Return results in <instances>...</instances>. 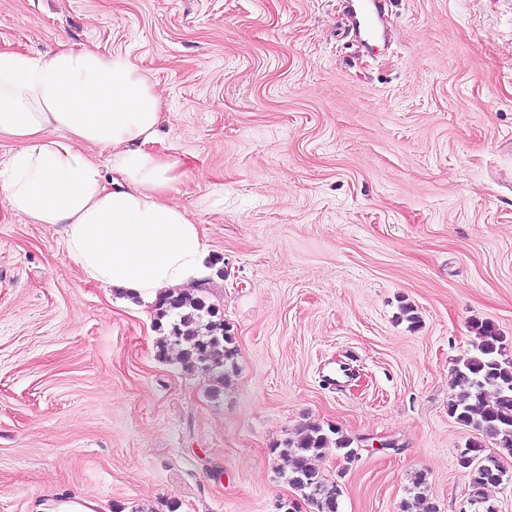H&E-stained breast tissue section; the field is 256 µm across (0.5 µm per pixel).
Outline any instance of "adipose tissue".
Instances as JSON below:
<instances>
[{
  "label": "adipose tissue",
  "instance_id": "obj_1",
  "mask_svg": "<svg viewBox=\"0 0 512 512\" xmlns=\"http://www.w3.org/2000/svg\"><path fill=\"white\" fill-rule=\"evenodd\" d=\"M161 109L122 52L0 50V135L15 142L0 164V200L28 223L61 227L85 278L132 304L210 275L198 224L169 201L182 162L150 150Z\"/></svg>",
  "mask_w": 512,
  "mask_h": 512
}]
</instances>
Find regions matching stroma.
Masks as SVG:
<instances>
[{"mask_svg": "<svg viewBox=\"0 0 512 512\" xmlns=\"http://www.w3.org/2000/svg\"><path fill=\"white\" fill-rule=\"evenodd\" d=\"M0 0V49L120 51L163 99L152 152L198 224L235 338L224 385L159 357L153 305L85 280L58 231L0 202V512L54 488L104 512H278L274 449L332 425L314 464L340 512H401L415 472L470 512L448 413L491 323L512 360V0ZM395 442L392 450L383 441Z\"/></svg>", "mask_w": 512, "mask_h": 512, "instance_id": "35a3bbf8", "label": "stroma"}]
</instances>
